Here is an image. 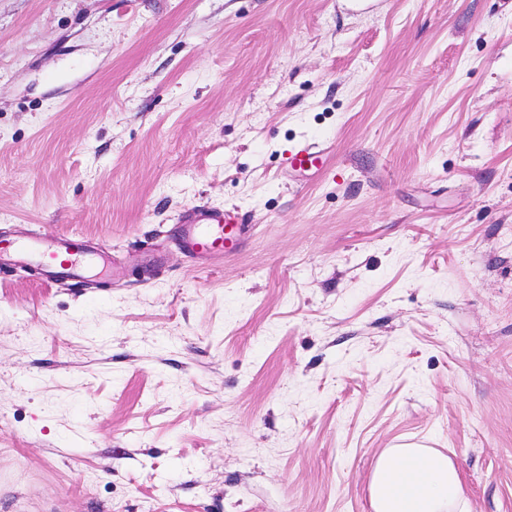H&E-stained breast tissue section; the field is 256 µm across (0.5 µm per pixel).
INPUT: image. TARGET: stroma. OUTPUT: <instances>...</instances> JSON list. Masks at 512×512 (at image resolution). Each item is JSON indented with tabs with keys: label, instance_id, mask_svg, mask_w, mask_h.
<instances>
[{
	"label": "stroma",
	"instance_id": "35a3bbf8",
	"mask_svg": "<svg viewBox=\"0 0 512 512\" xmlns=\"http://www.w3.org/2000/svg\"><path fill=\"white\" fill-rule=\"evenodd\" d=\"M423 439L512 512V0H0V512H370ZM327 162V153L319 143L303 140L288 151L283 159V166L293 172L320 175ZM178 224L177 240L189 258L205 254L234 256L242 248L247 234L244 215L235 207H224L221 211L196 206ZM78 241L79 239L71 236L51 240L35 239L25 246L22 252L53 277L81 279L84 269L79 260L81 247Z\"/></svg>",
	"mask_w": 512,
	"mask_h": 512
}]
</instances>
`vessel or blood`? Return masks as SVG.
I'll list each match as a JSON object with an SVG mask.
<instances>
[{"mask_svg": "<svg viewBox=\"0 0 512 512\" xmlns=\"http://www.w3.org/2000/svg\"><path fill=\"white\" fill-rule=\"evenodd\" d=\"M327 162L324 148L310 140L299 142L283 159L286 169L314 175L321 174ZM246 234V221L238 208L216 210L196 206L180 219L177 240L184 254L190 258L205 254L231 257L240 251ZM23 252L53 277L79 279L83 276L77 238L35 239L24 247Z\"/></svg>", "mask_w": 512, "mask_h": 512, "instance_id": "1", "label": "vessel or blood"}]
</instances>
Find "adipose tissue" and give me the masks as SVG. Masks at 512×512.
<instances>
[{"instance_id": "ef3b65f1", "label": "adipose tissue", "mask_w": 512, "mask_h": 512, "mask_svg": "<svg viewBox=\"0 0 512 512\" xmlns=\"http://www.w3.org/2000/svg\"><path fill=\"white\" fill-rule=\"evenodd\" d=\"M371 512H469L456 465L427 448H392L378 458Z\"/></svg>"}]
</instances>
